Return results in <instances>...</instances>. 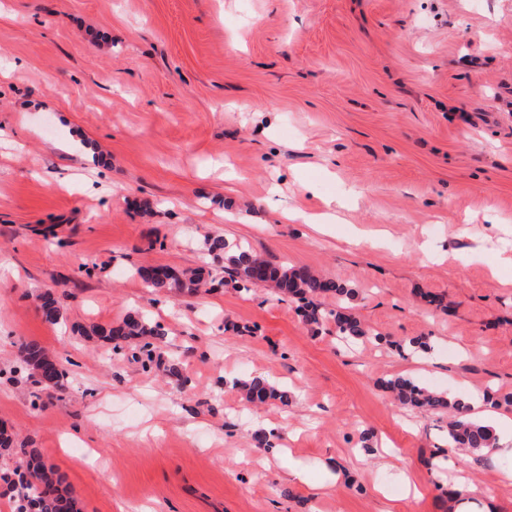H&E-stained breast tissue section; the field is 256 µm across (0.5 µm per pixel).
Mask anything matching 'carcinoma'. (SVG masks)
Returning <instances> with one entry per match:
<instances>
[{"label": "carcinoma", "instance_id": "obj_1", "mask_svg": "<svg viewBox=\"0 0 512 512\" xmlns=\"http://www.w3.org/2000/svg\"><path fill=\"white\" fill-rule=\"evenodd\" d=\"M207 251L219 264L224 277L210 279V285H222L231 281L237 289L245 292L254 286L272 283L278 293L296 304V312L305 323L316 329L331 321L336 336L348 347L371 339L383 340L373 329L364 325L357 317L347 312L343 302L353 296V291L334 279L326 278L307 269H294L254 253L250 246L241 242H230L222 236L206 240ZM136 274L155 295H164L174 288L195 293L203 286L201 276L196 273H177L168 267L142 266ZM336 297V307L327 308L320 298ZM39 311L43 321L55 326L63 320L62 306L53 293L40 296ZM88 339H97L119 353L126 347L139 346L138 360L147 368L155 361L157 344L166 336L161 325L143 312L130 313L112 325H92L82 332ZM16 364L29 371L32 383L43 389H60L64 386L65 372L57 358L48 354L34 342L19 344ZM53 371V383L45 384L42 376ZM394 401L401 407L424 408L432 414H448V448H465L470 451L490 452L497 447L494 429L469 415V406L452 399L442 391L431 390L411 379L395 377L384 382ZM238 388L246 401L265 404L270 400L288 401V393L277 390L267 380L254 377L239 382ZM28 456L25 469L1 473L0 481L14 485L22 483V497L15 501L14 512H79L76 498L61 488V478L56 476L35 450L21 449Z\"/></svg>", "mask_w": 512, "mask_h": 512}]
</instances>
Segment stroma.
Segmentation results:
<instances>
[{"label":"stroma","instance_id":"obj_1","mask_svg":"<svg viewBox=\"0 0 512 512\" xmlns=\"http://www.w3.org/2000/svg\"><path fill=\"white\" fill-rule=\"evenodd\" d=\"M218 235L354 289L386 344L311 331L268 285L158 299L135 273L206 266ZM511 251L512 0H0V470L39 449L80 512H448L445 417L382 383L512 393ZM137 311L185 386L79 334ZM24 341L63 389L13 373ZM252 377L288 403L246 404ZM456 460L512 512V456ZM38 308L43 321L49 325L55 326L64 318L62 306L51 292L40 296ZM16 364L19 368L31 371L29 372L32 383L41 390L61 389L64 386L65 372L62 370L57 358L48 354L41 346L34 342H23L18 346ZM52 370L54 377L52 384H45L42 376Z\"/></svg>","mask_w":512,"mask_h":512}]
</instances>
